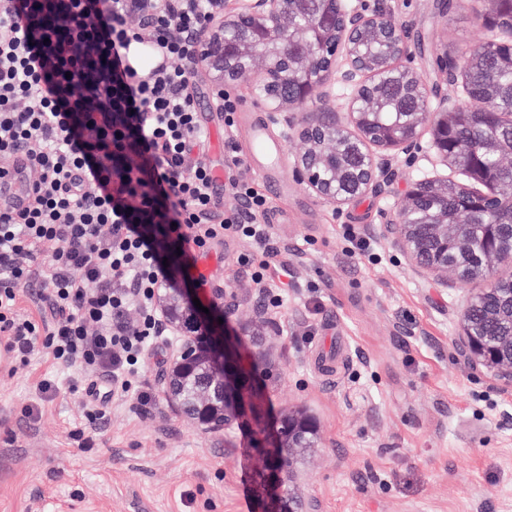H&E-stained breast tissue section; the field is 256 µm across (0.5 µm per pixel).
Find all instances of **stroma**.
Segmentation results:
<instances>
[{"label":"stroma","mask_w":512,"mask_h":512,"mask_svg":"<svg viewBox=\"0 0 512 512\" xmlns=\"http://www.w3.org/2000/svg\"><path fill=\"white\" fill-rule=\"evenodd\" d=\"M402 29L412 67L448 89L456 109L460 85L446 86L469 47L489 29L470 0H360ZM239 100L232 133L210 129L207 158L225 170L226 139L239 155L256 126L277 138L278 171L287 193L265 189L284 223L270 227L288 265V300L279 313L257 315L259 287L240 253L248 243L212 251L215 285L234 307H210L211 320L234 334L243 363L256 371L267 419L299 413L317 427V443L297 451L291 486L299 506L318 512H512V392L486 369L472 368L457 348L467 296L488 280L439 281L414 271L384 234L397 223L409 187L422 179L461 183L436 158L429 130L389 161L378 192L343 204L323 202L296 176L305 145L298 130L330 109L351 126L347 92L316 88L311 105L274 122L254 84L230 86ZM377 244L358 258L345 225ZM171 351L158 342L139 381L156 392L140 415L134 397L110 401L90 424L91 399L73 383L77 368H59L44 351L27 364L0 366V512H257L251 431L231 426L211 438L176 414L158 393ZM57 387L51 398L41 379ZM35 407L25 416V407Z\"/></svg>","instance_id":"stroma-1"}]
</instances>
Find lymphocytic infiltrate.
<instances>
[{"instance_id": "f902f5d3", "label": "lymphocytic infiltrate", "mask_w": 512, "mask_h": 512, "mask_svg": "<svg viewBox=\"0 0 512 512\" xmlns=\"http://www.w3.org/2000/svg\"><path fill=\"white\" fill-rule=\"evenodd\" d=\"M208 0H0V159L28 157L34 194L0 210V339L10 362L42 347L54 364L99 371L117 397L160 330L155 292L176 256L184 274L224 239L251 245L240 265L262 284L287 274L264 224L270 206L229 150L228 179L242 209L224 213L190 63ZM167 63L126 69L131 42ZM58 245L41 257L44 242ZM39 282L48 308L18 313L19 290ZM138 307L128 324L125 313Z\"/></svg>"}]
</instances>
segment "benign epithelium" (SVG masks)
Returning <instances> with one entry per match:
<instances>
[{"mask_svg": "<svg viewBox=\"0 0 512 512\" xmlns=\"http://www.w3.org/2000/svg\"><path fill=\"white\" fill-rule=\"evenodd\" d=\"M298 0H244L237 9H224V0H212L207 15L206 36L197 42L193 71L206 78L211 86L222 88L255 80L264 94V103L272 120L288 121V112L312 102L315 87L330 81L352 91L348 103L353 122L362 137L353 138L336 122V113L321 112L300 131L308 144L298 158L297 169L311 192L324 201L344 202L349 196L336 190L337 175L325 176L318 170L320 158L315 147L326 142L336 146V133L356 145L371 143L379 151H365V159L357 174L353 195H364L380 186L383 175V152L405 149L413 144L421 128L430 126L437 158L448 162V98L438 93L411 68L402 65L408 56L400 29L379 14L368 15L357 5L345 0H318L319 17L308 21L299 30V37L288 38V19L294 14ZM384 38L389 46L387 67L417 78L425 100L422 111L402 128L399 135L377 141L367 128L366 113L359 103L379 85L380 70L357 54L355 45L369 35ZM434 248H425L415 225L407 222L388 224L385 233L408 258L417 272L430 274L448 282V239L460 240L458 226L430 225ZM472 301L462 310V332L458 346L468 363L494 372L506 389L512 390V335L491 344L476 335L470 325ZM162 330L177 337L173 347V363L162 374L160 385L171 395L177 386L197 370H202L211 385L212 402L196 412L189 410L193 426L204 434L224 430L229 423L262 428L266 423L264 408L259 406L245 388L246 374L237 356L232 339L205 318L194 305L187 289L167 293L156 307ZM314 432L307 418L288 416V447L302 448V439ZM281 470L273 468L258 476V512H285L280 493Z\"/></svg>", "mask_w": 512, "mask_h": 512, "instance_id": "obj_1", "label": "benign epithelium"}]
</instances>
